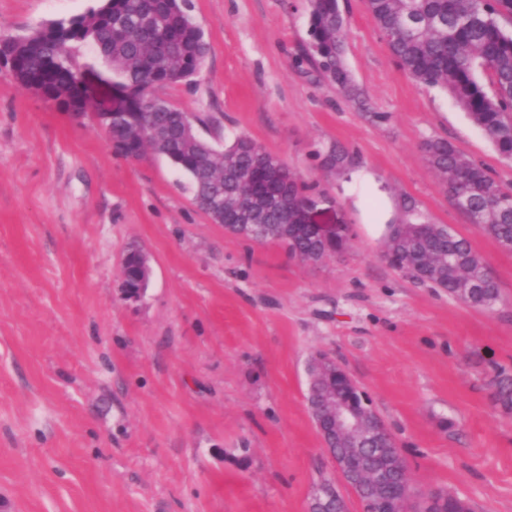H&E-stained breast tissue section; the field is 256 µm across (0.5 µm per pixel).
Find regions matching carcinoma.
<instances>
[{
    "instance_id": "1",
    "label": "carcinoma",
    "mask_w": 512,
    "mask_h": 512,
    "mask_svg": "<svg viewBox=\"0 0 512 512\" xmlns=\"http://www.w3.org/2000/svg\"><path fill=\"white\" fill-rule=\"evenodd\" d=\"M187 0H102L85 13L49 21L31 31L27 45L13 57L16 80L35 93L43 92L73 100L79 70L68 52L70 43H89L112 68L115 86L125 96L126 108L116 123L125 141L115 150L126 157H141L151 150L166 157L187 175L197 205L212 194L224 192V211L234 209L237 197L249 191L238 177L266 159L269 174L282 179L286 163L265 151L245 135H239L217 153L194 137L177 135L188 114L160 97L146 100L151 84L181 82L203 67L208 44L189 12ZM373 21L398 66L419 84L448 92L492 141L499 154L512 160V34L503 23H512V0H368ZM309 42L303 57L327 82L336 85L352 102L363 104L361 93L343 60L345 18L339 0H308ZM491 87L486 91L478 74ZM160 126L170 132L168 141L157 143L134 135L135 129ZM424 153L428 166L446 175L448 199L471 223L481 226L504 249L512 250V191L504 189L484 164L465 157L442 138L429 139ZM300 176L282 184L276 198L263 201V227L249 239L277 241L294 254L315 249L307 236L288 241L280 232L285 215L298 205L319 203L321 195L308 193ZM402 223L408 230L388 238L393 242L383 258L414 281L448 291L460 302L484 309L499 300L498 285L487 264L469 242L444 224H432L415 202H402ZM140 251L126 255L122 274L130 288L140 284ZM330 388L327 379L316 378L307 401L325 413L322 398ZM496 401L512 411V375L498 373ZM384 434L364 438L365 462L385 465L383 458L367 448L389 445ZM406 476L394 465L379 497L371 499L374 512H399V498Z\"/></svg>"
}]
</instances>
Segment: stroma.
Segmentation results:
<instances>
[{
	"label": "stroma",
	"mask_w": 512,
	"mask_h": 512,
	"mask_svg": "<svg viewBox=\"0 0 512 512\" xmlns=\"http://www.w3.org/2000/svg\"><path fill=\"white\" fill-rule=\"evenodd\" d=\"M94 3L0 0V38ZM191 3L204 67L159 96L214 146L249 136L325 191L350 246L314 264L225 233L167 159L115 153L92 115L0 64V512H307L331 471L306 400L319 352L370 396L416 495L512 512V413L493 398L497 369L512 372V251L450 202L422 146L446 138L511 190L512 161L398 67L368 0H340L364 112L303 60L307 0ZM70 53L111 105V68L90 44ZM336 142L350 176L320 162ZM406 197L484 259L493 309L384 260ZM132 248L151 269L137 299L122 291Z\"/></svg>",
	"instance_id": "1"
}]
</instances>
